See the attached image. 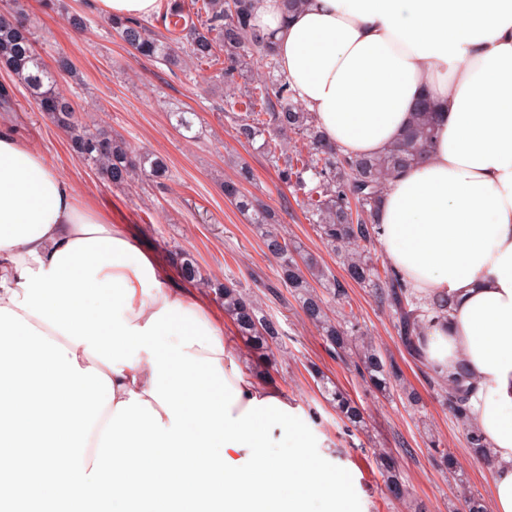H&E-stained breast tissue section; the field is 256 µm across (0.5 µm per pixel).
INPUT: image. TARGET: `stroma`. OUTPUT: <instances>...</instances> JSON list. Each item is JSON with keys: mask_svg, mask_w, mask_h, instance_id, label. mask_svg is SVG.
I'll list each match as a JSON object with an SVG mask.
<instances>
[{"mask_svg": "<svg viewBox=\"0 0 512 512\" xmlns=\"http://www.w3.org/2000/svg\"><path fill=\"white\" fill-rule=\"evenodd\" d=\"M41 36L37 50L45 62L68 55L83 83L71 89L78 113L87 123L124 137L132 145L166 157L169 176L162 186L142 194L113 187L72 156L65 134L46 113L31 108L28 94L15 86L12 112H0V128L9 129L38 152L78 196L106 210L113 223L129 225L142 245L164 257L176 249L191 252L206 273L238 280L252 287L259 279L276 281L277 264L267 257L254 225L225 198L220 185L234 177V163L246 161L253 179L247 191L278 211L293 238L339 272L309 224L301 196L283 186L267 158L233 137L222 110L220 90L194 76L137 56L105 22L92 0H26ZM76 10L87 18L83 32H74L62 15ZM181 108L196 113L195 140H186L168 120L167 112ZM350 303L376 343L399 364L405 380L423 395L424 412L406 406L398 394L381 395L368 388L353 369L336 359L318 330L303 316L289 293L264 297L263 307L280 325L284 350L270 380L287 392L295 418L305 434L309 452L326 467L351 471L350 490H338L341 512H405L384 487L373 460L376 448L391 449L403 479L427 512H453L458 488L448 469L428 449L439 440L461 467L470 490L492 502V474L474 461L455 419L426 385L422 370L404 353L387 314L367 289H348ZM317 366L344 389L362 409L366 428L348 431L318 391L310 366Z\"/></svg>", "mask_w": 512, "mask_h": 512, "instance_id": "35a3bbf8", "label": "stroma"}]
</instances>
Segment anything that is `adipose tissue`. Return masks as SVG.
I'll return each mask as SVG.
<instances>
[{
  "instance_id": "obj_1",
  "label": "adipose tissue",
  "mask_w": 512,
  "mask_h": 512,
  "mask_svg": "<svg viewBox=\"0 0 512 512\" xmlns=\"http://www.w3.org/2000/svg\"><path fill=\"white\" fill-rule=\"evenodd\" d=\"M253 22L342 154L380 152L434 104L431 157L387 191L379 240L418 298L454 297L425 362L475 379L495 512H512V0H261ZM175 266L0 129V512L335 502L347 474L307 453L287 392L244 371Z\"/></svg>"
}]
</instances>
